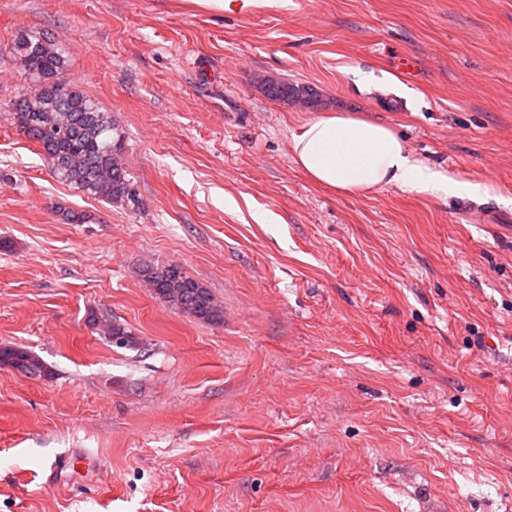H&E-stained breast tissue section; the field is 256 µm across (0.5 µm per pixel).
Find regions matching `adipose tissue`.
I'll list each match as a JSON object with an SVG mask.
<instances>
[{"instance_id":"obj_1","label":"adipose tissue","mask_w":512,"mask_h":512,"mask_svg":"<svg viewBox=\"0 0 512 512\" xmlns=\"http://www.w3.org/2000/svg\"><path fill=\"white\" fill-rule=\"evenodd\" d=\"M296 165L314 183L340 194L397 185L420 192L440 189L436 173L409 156L387 124L325 113L302 124L291 137Z\"/></svg>"}]
</instances>
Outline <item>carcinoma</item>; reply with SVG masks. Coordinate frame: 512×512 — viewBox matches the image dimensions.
<instances>
[{
    "instance_id": "cac0c4a2",
    "label": "carcinoma",
    "mask_w": 512,
    "mask_h": 512,
    "mask_svg": "<svg viewBox=\"0 0 512 512\" xmlns=\"http://www.w3.org/2000/svg\"><path fill=\"white\" fill-rule=\"evenodd\" d=\"M13 51L33 82V91L14 103L15 119L23 133L40 145L55 178L94 198L136 207L138 196L124 163V137L112 116L67 80L68 64L56 44L27 35L15 41ZM258 85L274 102L310 108L319 103L318 92L306 84L265 76ZM140 275L174 309L204 322L223 319V308L210 290L180 265H144ZM107 333L119 347L137 345L132 332L120 323L112 322ZM0 365L27 377L48 375L42 360L22 348L1 347Z\"/></svg>"
}]
</instances>
